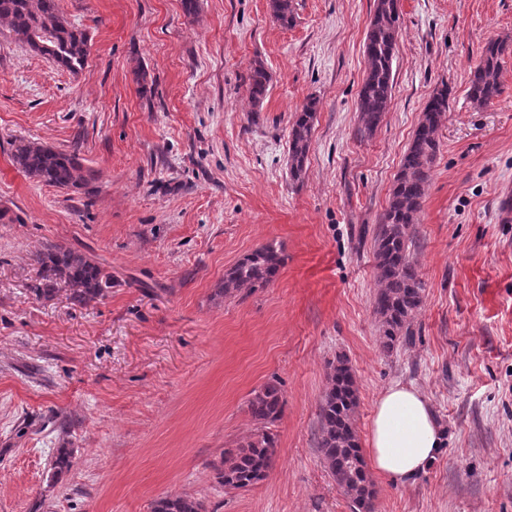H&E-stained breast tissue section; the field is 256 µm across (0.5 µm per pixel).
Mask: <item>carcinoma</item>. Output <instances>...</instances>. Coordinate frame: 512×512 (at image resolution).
Returning a JSON list of instances; mask_svg holds the SVG:
<instances>
[{
	"mask_svg": "<svg viewBox=\"0 0 512 512\" xmlns=\"http://www.w3.org/2000/svg\"><path fill=\"white\" fill-rule=\"evenodd\" d=\"M274 21L288 27L294 20L293 0H270ZM0 20L8 23L18 40L66 69L84 65L89 39L62 15L59 0H0ZM400 7L398 0H375L365 39L367 69L358 94L360 123L356 135L372 137L388 111L394 83ZM512 44L500 39L486 42L472 72L468 98L486 106L502 93L501 61ZM269 75L257 64L249 76L248 93L259 105L268 92ZM448 84L435 89L401 160L388 207L373 238L377 292L374 312L382 330L381 347L389 353L400 338L413 335L411 320L422 305L423 282L412 257L415 243L409 230L417 223L431 170L439 152V132L447 119ZM317 100L309 98L294 113L289 140L288 173L293 181L305 174L311 146ZM15 164L27 175L62 190H77L87 183L78 152L60 151L40 142L13 144ZM39 282L34 291L54 296L61 291L74 304L87 305L112 288V272L91 256L62 245H50L35 256ZM283 264L271 245L262 246L224 274L222 291L232 297L244 289L270 284ZM358 407L354 376L346 360L328 364L326 387L318 405L317 448L324 467L336 481L352 512H375V491L354 427ZM256 431L237 448L224 449L220 479L226 490H245L265 480L277 460L272 426L283 415L285 400L272 381L254 393L248 404ZM152 512H206L201 500L167 496Z\"/></svg>",
	"mask_w": 512,
	"mask_h": 512,
	"instance_id": "carcinoma-1",
	"label": "carcinoma"
}]
</instances>
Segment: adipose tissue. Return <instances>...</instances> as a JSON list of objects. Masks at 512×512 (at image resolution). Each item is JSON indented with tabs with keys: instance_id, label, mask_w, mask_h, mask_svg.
<instances>
[{
	"instance_id": "ef3b65f1",
	"label": "adipose tissue",
	"mask_w": 512,
	"mask_h": 512,
	"mask_svg": "<svg viewBox=\"0 0 512 512\" xmlns=\"http://www.w3.org/2000/svg\"><path fill=\"white\" fill-rule=\"evenodd\" d=\"M443 437L429 399L415 385L395 382L376 401L366 453L375 472L404 485L435 460Z\"/></svg>"
}]
</instances>
